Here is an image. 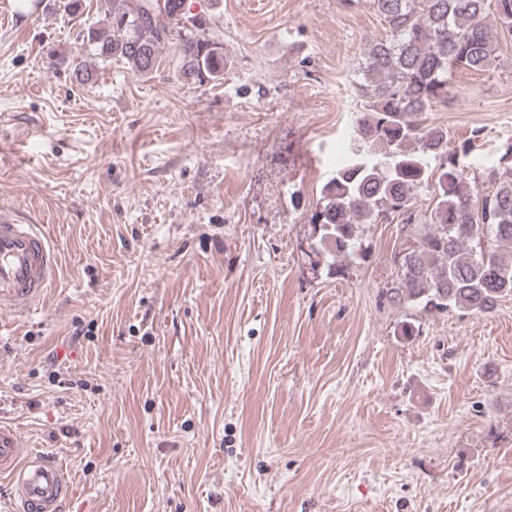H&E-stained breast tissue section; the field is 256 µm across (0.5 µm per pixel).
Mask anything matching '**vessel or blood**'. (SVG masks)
<instances>
[{
  "instance_id": "vessel-or-blood-1",
  "label": "vessel or blood",
  "mask_w": 512,
  "mask_h": 512,
  "mask_svg": "<svg viewBox=\"0 0 512 512\" xmlns=\"http://www.w3.org/2000/svg\"><path fill=\"white\" fill-rule=\"evenodd\" d=\"M57 264L46 235L0 211V311H26L41 298ZM0 472L14 484V512H66L72 485L49 454L22 460L16 429L0 423Z\"/></svg>"
}]
</instances>
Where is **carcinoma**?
I'll return each mask as SVG.
<instances>
[{
    "label": "carcinoma",
    "mask_w": 512,
    "mask_h": 512,
    "mask_svg": "<svg viewBox=\"0 0 512 512\" xmlns=\"http://www.w3.org/2000/svg\"><path fill=\"white\" fill-rule=\"evenodd\" d=\"M106 23L83 38L98 55L149 75L166 44L177 40L187 81L224 79V51L187 16L186 0H107ZM387 25L386 38L363 51L354 84L362 115L356 157L321 189L312 216L317 257L312 268L342 277L370 258L363 226L398 221L407 231L392 256L385 297L427 314L491 313L512 297V167L492 173V190L470 184L460 156L468 138L448 148V130L424 115L448 103L459 70L483 72L497 58L498 34L512 33V0H369ZM432 207L417 218L415 197Z\"/></svg>",
    "instance_id": "carcinoma-1"
}]
</instances>
